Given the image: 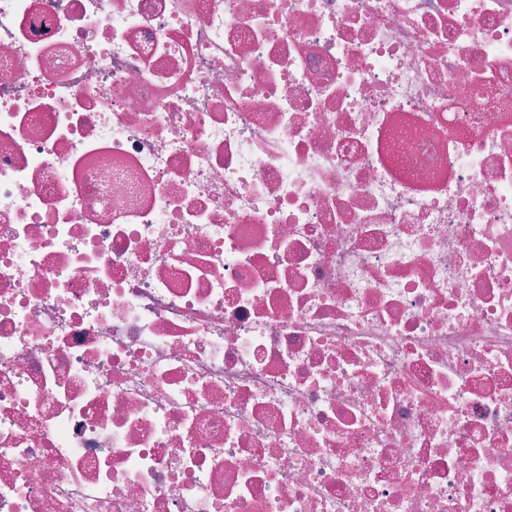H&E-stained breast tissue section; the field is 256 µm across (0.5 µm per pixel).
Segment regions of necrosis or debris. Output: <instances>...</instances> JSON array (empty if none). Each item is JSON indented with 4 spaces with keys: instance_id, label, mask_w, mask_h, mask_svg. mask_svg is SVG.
Returning <instances> with one entry per match:
<instances>
[{
    "instance_id": "4bbe7bcc",
    "label": "necrosis or debris",
    "mask_w": 512,
    "mask_h": 512,
    "mask_svg": "<svg viewBox=\"0 0 512 512\" xmlns=\"http://www.w3.org/2000/svg\"><path fill=\"white\" fill-rule=\"evenodd\" d=\"M0 512H512V0H0Z\"/></svg>"
}]
</instances>
